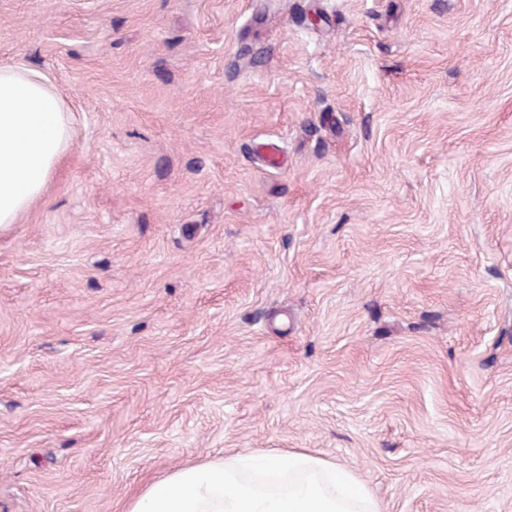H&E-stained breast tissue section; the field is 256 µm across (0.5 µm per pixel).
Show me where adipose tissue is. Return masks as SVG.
I'll return each instance as SVG.
<instances>
[{"mask_svg": "<svg viewBox=\"0 0 512 512\" xmlns=\"http://www.w3.org/2000/svg\"><path fill=\"white\" fill-rule=\"evenodd\" d=\"M72 139V115L41 73L0 65V227L18 223L44 196Z\"/></svg>", "mask_w": 512, "mask_h": 512, "instance_id": "ef3b65f1", "label": "adipose tissue"}]
</instances>
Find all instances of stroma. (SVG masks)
<instances>
[{
	"label": "stroma",
	"instance_id": "stroma-1",
	"mask_svg": "<svg viewBox=\"0 0 512 512\" xmlns=\"http://www.w3.org/2000/svg\"><path fill=\"white\" fill-rule=\"evenodd\" d=\"M0 63L74 116L0 227V512L271 448L512 512V0H0Z\"/></svg>",
	"mask_w": 512,
	"mask_h": 512
}]
</instances>
